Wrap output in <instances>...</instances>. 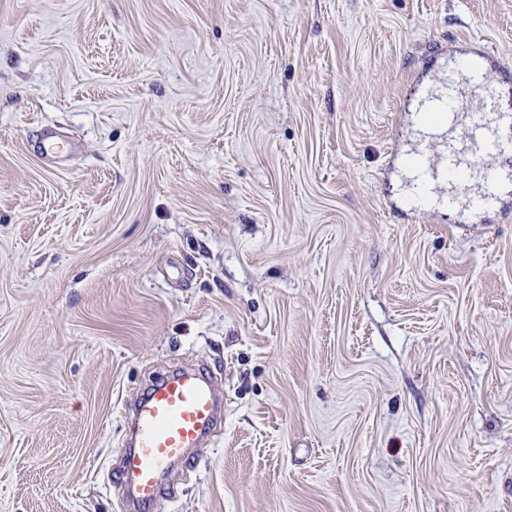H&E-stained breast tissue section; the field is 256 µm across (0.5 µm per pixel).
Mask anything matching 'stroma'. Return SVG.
<instances>
[{
    "mask_svg": "<svg viewBox=\"0 0 512 512\" xmlns=\"http://www.w3.org/2000/svg\"><path fill=\"white\" fill-rule=\"evenodd\" d=\"M475 47L511 101L512 0H0V512H121L191 359L224 420L154 512H512V194L408 168Z\"/></svg>",
    "mask_w": 512,
    "mask_h": 512,
    "instance_id": "stroma-1",
    "label": "stroma"
}]
</instances>
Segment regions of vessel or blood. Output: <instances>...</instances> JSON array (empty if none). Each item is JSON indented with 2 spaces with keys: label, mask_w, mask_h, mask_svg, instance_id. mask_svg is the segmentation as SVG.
Masks as SVG:
<instances>
[{
  "label": "vessel or blood",
  "mask_w": 512,
  "mask_h": 512,
  "mask_svg": "<svg viewBox=\"0 0 512 512\" xmlns=\"http://www.w3.org/2000/svg\"><path fill=\"white\" fill-rule=\"evenodd\" d=\"M417 94L422 116L435 122L415 148L414 182L421 188L444 184L450 175L481 166L489 189L474 204H489L491 189L503 174L484 161L505 155L498 130L512 121V110L493 101L474 105L472 96L452 83L424 87ZM132 417V446L123 452L115 477L128 512H150L169 483L172 467L189 461L192 450L216 429L221 408L208 375L189 367L151 383L134 404Z\"/></svg>",
  "instance_id": "obj_1"
}]
</instances>
